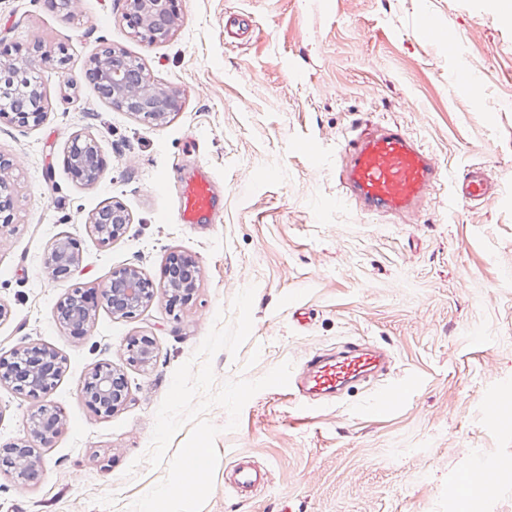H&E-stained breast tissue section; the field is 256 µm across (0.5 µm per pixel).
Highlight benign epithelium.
<instances>
[{
  "label": "benign epithelium",
  "instance_id": "1",
  "mask_svg": "<svg viewBox=\"0 0 512 512\" xmlns=\"http://www.w3.org/2000/svg\"><path fill=\"white\" fill-rule=\"evenodd\" d=\"M178 0H125L123 20L136 36L150 42L168 37L176 28L179 12ZM112 62L90 60L89 67L95 74L96 89L100 97L120 110L135 112L148 120H159L180 107L181 93L173 88H161L145 74L142 65L127 58L117 48L111 49ZM67 162L77 178L93 180L99 171L96 143L91 138L75 137L68 147ZM9 162L0 160V214L14 208V198L4 174ZM130 224L129 213L120 205H111L106 211L91 212L85 222L88 233L101 237L106 243L122 236ZM74 242L58 243L47 260L48 269L55 279L74 276L79 267V255L72 251ZM197 262L187 256L172 253L164 266V282L172 285L166 292L173 303H188L199 278ZM155 295L154 283L144 277L134 266L115 268L95 288L75 289L60 299L55 306V316L71 328L73 335L87 334L92 311L97 306L108 309L112 315L128 317L150 302ZM131 363L146 364L152 358L150 339L137 340L128 346ZM63 370V361L57 353L29 343L20 357L13 360L0 358V378L27 388V396L38 400L54 385ZM81 393L88 405L98 413L110 414L126 402L128 393L124 376L112 367H97L81 383ZM29 438H21L0 446V455L12 454L26 461L31 478L42 472L40 460L33 458L30 439L48 445L61 428L60 414L42 405L39 413L27 422Z\"/></svg>",
  "mask_w": 512,
  "mask_h": 512
}]
</instances>
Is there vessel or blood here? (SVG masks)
Listing matches in <instances>:
<instances>
[{
	"mask_svg": "<svg viewBox=\"0 0 512 512\" xmlns=\"http://www.w3.org/2000/svg\"><path fill=\"white\" fill-rule=\"evenodd\" d=\"M339 181L344 194L339 204L354 203L360 211L376 215H400L419 211L439 183H448L449 200L466 204L486 199L488 179L482 169L464 174L447 173L436 156L401 125L381 122L364 125L345 137L338 151ZM180 199L177 220L182 224H203L219 213L216 188L205 167L190 173L175 170ZM384 350L350 342L332 355H317L306 363L300 377L289 387L307 397L335 398L352 384L379 371L385 365ZM266 469L236 464L233 484L238 491H255L267 485Z\"/></svg>",
	"mask_w": 512,
	"mask_h": 512,
	"instance_id": "vessel-or-blood-1",
	"label": "vessel or blood"
}]
</instances>
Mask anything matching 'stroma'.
<instances>
[{
	"label": "stroma",
	"instance_id": "obj_1",
	"mask_svg": "<svg viewBox=\"0 0 512 512\" xmlns=\"http://www.w3.org/2000/svg\"><path fill=\"white\" fill-rule=\"evenodd\" d=\"M179 26L152 43L122 18L124 0H0V59L42 43L34 71L45 114L36 125L0 118V156L13 163L14 210L0 229V356L35 342L63 360L42 403L59 410L43 475L0 471V512H128L166 467L141 457L174 371L210 331L217 312L255 286L251 337L212 360L217 383L256 380L284 362L348 341L387 349L385 375L341 399L305 407L281 388L258 392L237 430L216 438L219 461L202 512H468L462 480L479 459L505 474L478 495V512H512V423L488 425L482 399L505 398L512 415V0H179ZM460 36L455 51L419 30L423 17ZM124 49L181 107L153 122L119 110L79 82L105 46ZM480 78V93L457 76ZM359 119L396 122L443 168L485 167L492 200L453 207L439 185L420 212L378 216L323 209L341 194L336 145ZM93 137L96 181L75 178L65 153ZM306 142L323 164L297 151ZM210 169L217 224H181L174 168ZM125 206L124 237L104 244L87 215ZM78 244L69 279L46 259L61 237ZM201 271L193 300L157 295L133 315L97 308L88 335L54 318L57 300L134 266L161 282L169 253ZM154 340L150 365L127 361L131 339ZM109 363L127 380L125 404L87 406L83 378ZM410 383L376 408L377 389ZM38 403L0 383V443L26 437ZM246 458L270 473L241 495L229 485Z\"/></svg>",
	"mask_w": 512,
	"mask_h": 512
}]
</instances>
